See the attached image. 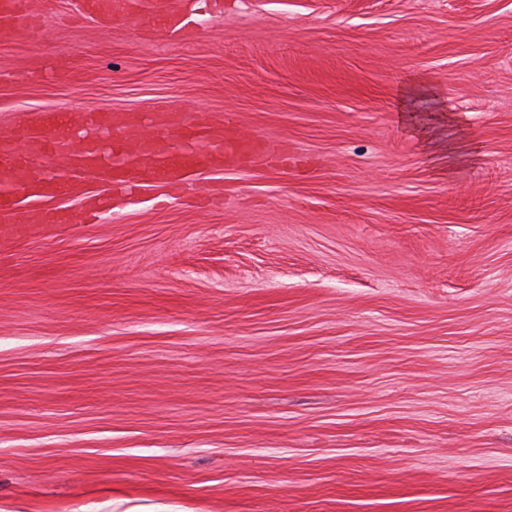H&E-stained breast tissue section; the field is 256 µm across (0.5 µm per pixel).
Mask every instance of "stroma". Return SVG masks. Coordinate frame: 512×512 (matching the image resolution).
I'll return each instance as SVG.
<instances>
[{"label": "stroma", "mask_w": 512, "mask_h": 512, "mask_svg": "<svg viewBox=\"0 0 512 512\" xmlns=\"http://www.w3.org/2000/svg\"><path fill=\"white\" fill-rule=\"evenodd\" d=\"M71 2L0 39V134L165 101L265 157L0 223V512H512V0ZM172 0H78L76 12L110 27L112 22L136 29L149 24L171 39H183L197 28L193 11Z\"/></svg>", "instance_id": "35a3bbf8"}]
</instances>
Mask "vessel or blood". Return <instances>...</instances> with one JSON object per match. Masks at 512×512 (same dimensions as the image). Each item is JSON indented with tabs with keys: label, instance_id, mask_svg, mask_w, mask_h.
I'll return each mask as SVG.
<instances>
[{
	"label": "vessel or blood",
	"instance_id": "obj_1",
	"mask_svg": "<svg viewBox=\"0 0 512 512\" xmlns=\"http://www.w3.org/2000/svg\"><path fill=\"white\" fill-rule=\"evenodd\" d=\"M31 7L32 0H0V36L19 32ZM76 11L103 25L117 22L135 29L148 24L171 39L197 27L192 11L177 0H77ZM26 130L22 142L0 137V222L5 224L23 206L34 223L71 224L76 213L96 216L111 209L113 196L132 199L160 185L182 190L197 176L236 170L258 156L253 140L239 135L231 112L215 124L201 114L190 117L159 106L147 127L136 112L118 118L100 112L77 134L61 114L41 113ZM30 148L57 158L61 171L33 176ZM80 173L91 174L101 189L81 196L75 213L61 201L77 195Z\"/></svg>",
	"mask_w": 512,
	"mask_h": 512
}]
</instances>
